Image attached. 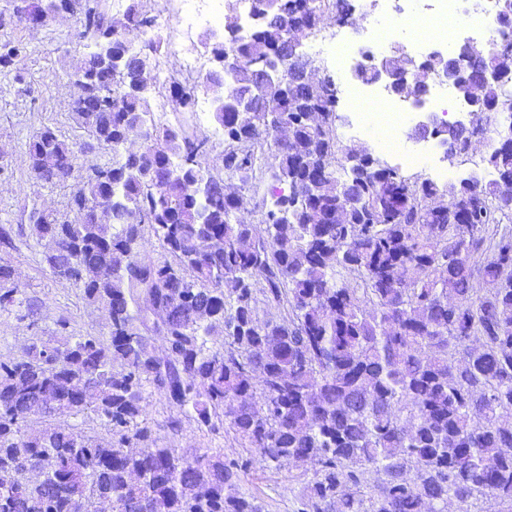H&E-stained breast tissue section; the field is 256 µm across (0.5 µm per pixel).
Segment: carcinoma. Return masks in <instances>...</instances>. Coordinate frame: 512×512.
Masks as SVG:
<instances>
[{
    "instance_id": "carcinoma-1",
    "label": "carcinoma",
    "mask_w": 512,
    "mask_h": 512,
    "mask_svg": "<svg viewBox=\"0 0 512 512\" xmlns=\"http://www.w3.org/2000/svg\"><path fill=\"white\" fill-rule=\"evenodd\" d=\"M60 0H25L22 11L46 24ZM347 0H251V24L228 25L221 47L229 67L206 77L223 89L215 121L226 148L224 172L246 177L260 166L259 146L274 147L272 177L288 193L262 202L258 232L236 209V197L209 189L204 141L151 122L153 66L135 40L154 17L128 0L120 34L93 0L80 4L84 52L74 66L81 93L72 118L112 152V164L84 176L74 210L104 200L95 224L32 212V232L52 238L44 257L58 277L74 279L86 299L107 305L110 339L93 336L31 344L0 361V512H262L239 491L249 463L219 455L188 456L144 446L150 439L144 384L199 426L224 418L254 449L257 461L279 467L298 459L314 467L299 512H444L448 498L512 504V145L487 152L491 178L478 183L411 181L378 160L367 179L343 167L337 176L338 97L320 83H301L277 100L259 71L328 14L347 16ZM26 43L0 42V73L16 70ZM488 81L464 76L457 92L479 115L506 101L512 55L491 50ZM191 112L196 90L175 86ZM252 100L243 117L229 106ZM143 141L138 152L126 144ZM42 180L75 172L72 143L50 129L28 144ZM359 183L360 209L343 207L348 184ZM438 202L440 209L430 205ZM150 227L170 260L155 264L138 251ZM359 279L357 289L344 274ZM12 270L0 266V307L15 302ZM281 306L276 320L257 317V295ZM222 334V349L207 346ZM164 337L160 358L149 338ZM92 410L112 435L97 441L67 424ZM43 420L28 426L31 417ZM38 466L42 488L25 489L20 465ZM398 471L369 497L368 471Z\"/></svg>"
}]
</instances>
